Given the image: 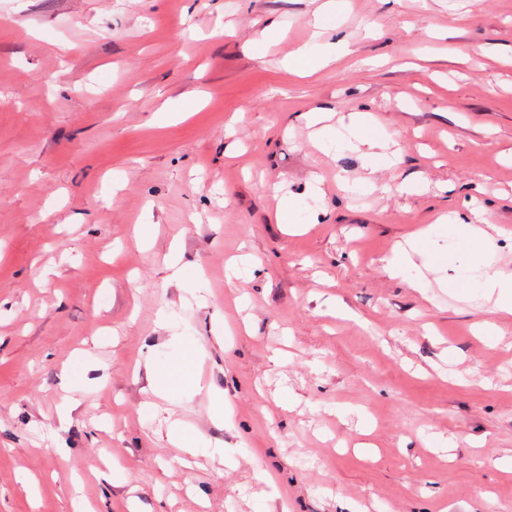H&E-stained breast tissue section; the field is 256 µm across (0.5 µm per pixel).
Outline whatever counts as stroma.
<instances>
[{
    "label": "stroma",
    "mask_w": 512,
    "mask_h": 512,
    "mask_svg": "<svg viewBox=\"0 0 512 512\" xmlns=\"http://www.w3.org/2000/svg\"><path fill=\"white\" fill-rule=\"evenodd\" d=\"M321 2L0 0V512H512V315L438 221L483 211L512 276V0H341L353 52L302 78ZM319 108L398 164L319 149ZM197 358L198 352L195 349L188 348L185 351L180 364L168 374L169 389L175 387L177 384H181L185 380L191 379Z\"/></svg>",
    "instance_id": "1"
}]
</instances>
